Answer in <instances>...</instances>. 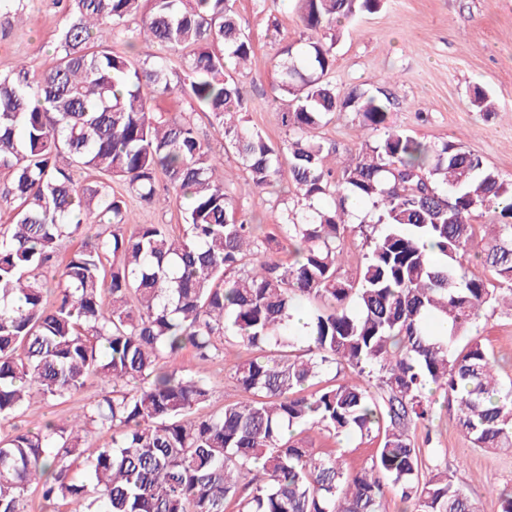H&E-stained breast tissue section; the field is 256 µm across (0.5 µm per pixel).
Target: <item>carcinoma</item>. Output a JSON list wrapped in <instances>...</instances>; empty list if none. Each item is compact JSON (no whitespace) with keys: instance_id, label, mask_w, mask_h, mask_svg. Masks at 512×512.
Segmentation results:
<instances>
[{"instance_id":"1","label":"carcinoma","mask_w":512,"mask_h":512,"mask_svg":"<svg viewBox=\"0 0 512 512\" xmlns=\"http://www.w3.org/2000/svg\"><path fill=\"white\" fill-rule=\"evenodd\" d=\"M382 2L298 0L299 20L333 30ZM64 14L49 64L0 74V198L15 203L0 224V424L12 428L0 436V512H28L34 483L62 512H387L389 488L415 512H479L448 469L422 474L408 429L442 390L476 447L512 450V382L472 335L501 295L512 310V182L454 141L428 146L386 126V91L337 92L332 42L279 50L286 146L232 121L247 101L230 66L253 53L236 0H64ZM116 30L183 53L187 80L164 60L112 50ZM176 87L208 113L249 190L296 187L300 207L284 209L275 231L236 219L223 154L192 123L150 111L144 90ZM336 112L383 131L339 173L317 135ZM75 168L146 205L164 178L183 233L127 223L123 197L77 184ZM327 197L338 205L321 206ZM350 199L375 218L353 277L341 273L345 237L364 225L349 224ZM482 210L501 218L483 256L488 278L464 263ZM93 223L110 235L84 239L47 305L40 270ZM277 239L285 260L268 253ZM303 298L316 307L297 329ZM234 346L250 351L230 368L244 399L207 413L209 379L178 358L191 348L213 361ZM338 367L357 380L321 384ZM91 375L101 395L82 414L35 431L13 424L30 400H62ZM301 427L381 439L371 463L351 471L295 438ZM94 428L112 443L86 457Z\"/></svg>"}]
</instances>
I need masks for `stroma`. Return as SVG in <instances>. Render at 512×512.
I'll use <instances>...</instances> for the list:
<instances>
[{
	"mask_svg": "<svg viewBox=\"0 0 512 512\" xmlns=\"http://www.w3.org/2000/svg\"><path fill=\"white\" fill-rule=\"evenodd\" d=\"M294 4L295 0L236 2L253 43L250 62L234 73L247 99L245 118L277 143L284 141L285 133L277 112L275 53L307 36ZM23 5L20 16H0V74L8 73L20 59L41 67L60 41L64 13L57 0H23ZM335 52L329 78L340 93L354 88L387 90L394 100L390 126L430 144L456 141L482 157L502 179L512 181V0H385L378 12L358 15L342 26ZM477 89L491 96L494 111L480 112L472 106ZM150 104L156 114L194 124L203 141L217 145L205 114L189 98L155 95ZM358 133L359 121L352 112L336 113L320 129V139L329 148L327 167L338 170L354 161ZM245 176L237 155L225 153L224 186L236 198L239 219L269 227L278 223L284 208L296 203L295 188L287 182L240 195ZM473 333L501 377L512 378V313L481 309ZM100 389L93 377L64 400H31L20 423L33 429L49 419L63 420L95 399ZM432 399L430 420L410 426L411 439L416 447L428 442L437 449L440 462L477 500L480 512H501L499 494L512 489V454L473 447L443 392H434ZM303 438L318 452L335 448L351 470L368 466L375 448L357 435L332 441L315 429Z\"/></svg>",
	"mask_w": 512,
	"mask_h": 512,
	"instance_id": "1",
	"label": "stroma"
}]
</instances>
